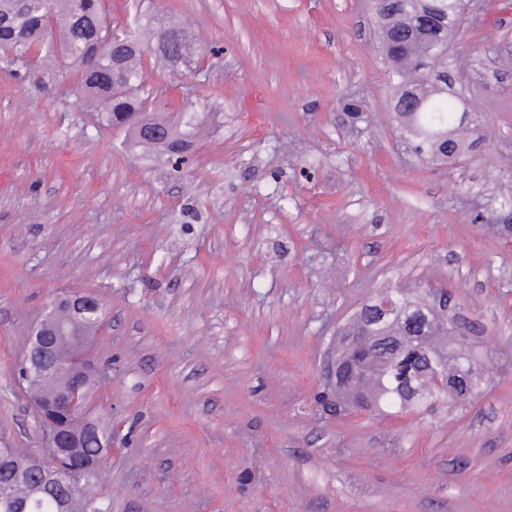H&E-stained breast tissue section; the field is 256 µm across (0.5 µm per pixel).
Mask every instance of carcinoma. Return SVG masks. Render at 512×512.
Returning a JSON list of instances; mask_svg holds the SVG:
<instances>
[{"label":"carcinoma","instance_id":"obj_1","mask_svg":"<svg viewBox=\"0 0 512 512\" xmlns=\"http://www.w3.org/2000/svg\"><path fill=\"white\" fill-rule=\"evenodd\" d=\"M374 9L379 31L387 34L381 50L389 79L405 86L417 67L428 68L415 110L398 111L403 94L394 98L392 110L400 129L422 160L456 162L469 149L468 128L454 105L462 99L460 71L448 62V39L456 30L460 0H374ZM144 18L117 32L107 20L104 0H0V69L42 93L50 89L57 71L74 65L77 90L100 128L123 131L126 143L145 154L189 153L215 122L216 113L189 104L182 108L187 118L152 114L155 105L145 94L144 74L155 67L176 70L181 51L199 60L201 47L192 32L171 17L150 13ZM377 305L376 300L366 303L355 316V321L395 337L394 346L371 349L363 359L373 368L366 392L375 408L419 409L440 399L463 402L465 391L483 385L479 364L474 383L462 378L446 391L429 384L436 363L449 367L460 351L442 342L448 327L439 311L409 300L402 321L383 327L377 323ZM421 331L426 342L408 343ZM100 451L95 438L86 439L79 449L89 464L99 461ZM30 462L16 452L0 461V512H16L21 502L31 512H55L53 497L43 493L44 475L28 466ZM98 478L59 472L68 512H100L89 494Z\"/></svg>","mask_w":512,"mask_h":512}]
</instances>
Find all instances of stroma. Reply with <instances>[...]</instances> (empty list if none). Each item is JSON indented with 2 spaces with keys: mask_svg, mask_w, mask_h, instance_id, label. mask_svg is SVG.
<instances>
[{
  "mask_svg": "<svg viewBox=\"0 0 512 512\" xmlns=\"http://www.w3.org/2000/svg\"><path fill=\"white\" fill-rule=\"evenodd\" d=\"M193 21L202 68L151 71L176 111H218L185 161L129 151L71 69L0 71V448L41 452L19 377L32 324L102 300L89 417L112 431L102 512H512V0H467L474 144L422 161L391 110L372 0H108ZM362 100L365 117L342 109ZM448 292L479 320L465 403L327 411L336 329L382 293Z\"/></svg>",
  "mask_w": 512,
  "mask_h": 512,
  "instance_id": "1",
  "label": "stroma"
}]
</instances>
